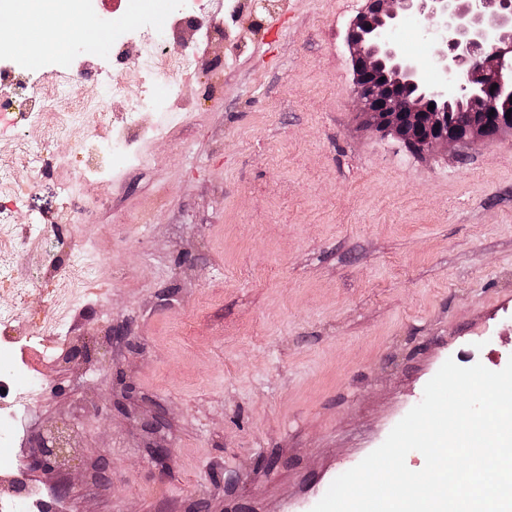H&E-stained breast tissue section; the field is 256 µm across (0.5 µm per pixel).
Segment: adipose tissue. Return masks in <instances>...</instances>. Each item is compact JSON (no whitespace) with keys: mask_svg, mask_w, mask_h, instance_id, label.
<instances>
[{"mask_svg":"<svg viewBox=\"0 0 512 512\" xmlns=\"http://www.w3.org/2000/svg\"><path fill=\"white\" fill-rule=\"evenodd\" d=\"M88 0H27L29 14L38 18L37 26L18 29L0 25V49L9 50L21 41H31V50L40 58L62 54V32L65 22L89 18Z\"/></svg>","mask_w":512,"mask_h":512,"instance_id":"obj_1","label":"adipose tissue"}]
</instances>
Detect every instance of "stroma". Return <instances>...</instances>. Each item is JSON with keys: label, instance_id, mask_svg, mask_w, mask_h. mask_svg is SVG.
Here are the masks:
<instances>
[{"label": "stroma", "instance_id": "obj_1", "mask_svg": "<svg viewBox=\"0 0 512 512\" xmlns=\"http://www.w3.org/2000/svg\"><path fill=\"white\" fill-rule=\"evenodd\" d=\"M67 32L72 91L96 74L114 22L173 24L178 0H91ZM228 37L174 26L194 54L181 108L146 111L124 165L100 173L76 139L0 199L15 238L72 213L53 242L78 270L70 362L11 452L72 426L50 472L56 512H311L378 448L446 360H512V133L418 154L366 123L347 31L364 0H205ZM0 310L25 336L56 276L33 269Z\"/></svg>", "mask_w": 512, "mask_h": 512}]
</instances>
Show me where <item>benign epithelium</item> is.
<instances>
[{"mask_svg":"<svg viewBox=\"0 0 512 512\" xmlns=\"http://www.w3.org/2000/svg\"><path fill=\"white\" fill-rule=\"evenodd\" d=\"M410 14L422 27L436 79L404 54L392 37ZM355 73L354 99L379 131L402 139L414 151L493 137L512 131V0H366L347 32ZM384 73V80L374 72ZM443 107L430 109L429 102ZM466 101L478 119L450 122L451 102ZM66 437H41L29 468L54 467L65 453Z\"/></svg>","mask_w":512,"mask_h":512,"instance_id":"obj_1","label":"benign epithelium"}]
</instances>
